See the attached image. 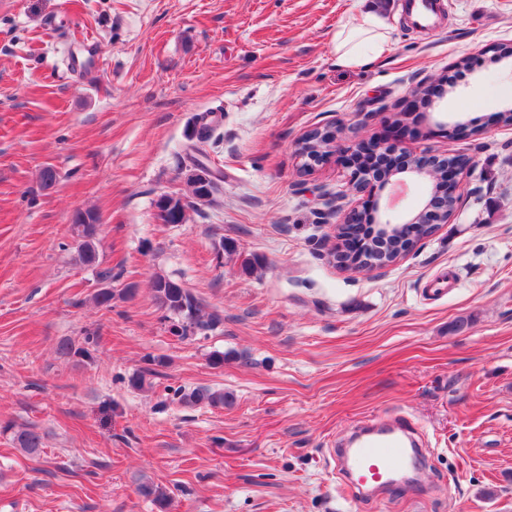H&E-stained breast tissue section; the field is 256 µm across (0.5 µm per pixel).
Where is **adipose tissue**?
Wrapping results in <instances>:
<instances>
[{
	"mask_svg": "<svg viewBox=\"0 0 512 512\" xmlns=\"http://www.w3.org/2000/svg\"><path fill=\"white\" fill-rule=\"evenodd\" d=\"M388 28L386 17L375 6L350 17L336 33L337 65L359 69L379 60L387 50Z\"/></svg>",
	"mask_w": 512,
	"mask_h": 512,
	"instance_id": "1",
	"label": "adipose tissue"
}]
</instances>
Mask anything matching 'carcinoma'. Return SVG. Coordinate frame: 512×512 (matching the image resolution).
<instances>
[{
	"label": "carcinoma",
	"mask_w": 512,
	"mask_h": 512,
	"mask_svg": "<svg viewBox=\"0 0 512 512\" xmlns=\"http://www.w3.org/2000/svg\"><path fill=\"white\" fill-rule=\"evenodd\" d=\"M221 191L220 179L208 183L202 181L192 182L193 195L200 199H207L213 203L216 195ZM165 203L178 211L179 223L187 219V209L190 203L181 197L174 198L170 195L161 197L157 204ZM97 235L89 233L83 236L77 252L82 265L88 267L98 266V254L96 246ZM407 241L394 234L389 239L375 240L372 249L378 254L382 261L392 263L406 251ZM98 279L105 284L93 295L94 301L100 306H111L114 291L112 290V269L105 268L97 271ZM153 291L159 308L163 311L162 319L168 323L169 332L185 339L196 333L204 332L214 328L219 323L215 315L203 314L202 305L199 300L186 288L169 277L159 276L153 282ZM174 395L181 401H190L195 404H207L218 407L224 405V393L197 389L191 393L174 392ZM13 441L16 447L28 455H38L44 447V437L35 427L20 428L14 432Z\"/></svg>",
	"instance_id": "carcinoma-1"
}]
</instances>
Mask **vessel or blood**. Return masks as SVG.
Listing matches in <instances>:
<instances>
[{
  "mask_svg": "<svg viewBox=\"0 0 512 512\" xmlns=\"http://www.w3.org/2000/svg\"><path fill=\"white\" fill-rule=\"evenodd\" d=\"M404 10L419 27L432 25L436 14L434 0H404ZM415 430L412 425L395 422L368 428L354 436L342 454L351 487H395V473L411 464L416 456Z\"/></svg>",
  "mask_w": 512,
  "mask_h": 512,
  "instance_id": "b4317fda",
  "label": "vessel or blood"
}]
</instances>
